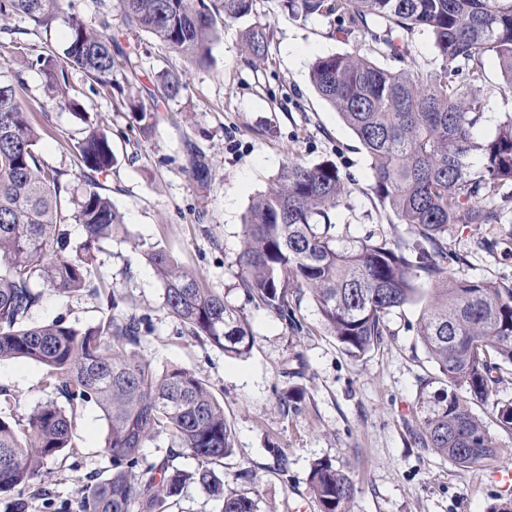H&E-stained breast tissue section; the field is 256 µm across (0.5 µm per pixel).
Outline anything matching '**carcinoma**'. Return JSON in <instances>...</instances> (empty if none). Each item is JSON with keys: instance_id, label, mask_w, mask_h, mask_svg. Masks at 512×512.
Returning a JSON list of instances; mask_svg holds the SVG:
<instances>
[{"instance_id": "carcinoma-1", "label": "carcinoma", "mask_w": 512, "mask_h": 512, "mask_svg": "<svg viewBox=\"0 0 512 512\" xmlns=\"http://www.w3.org/2000/svg\"><path fill=\"white\" fill-rule=\"evenodd\" d=\"M64 0H0V17L21 15L48 28ZM97 23L68 17L62 56L36 54L50 98H69V74L79 71L90 89L126 96L143 133L157 122L140 92L174 100L186 89L185 74L167 70L136 89L137 56L115 49L112 0H95ZM305 16H335L371 36L388 59L383 67L358 52L316 58L311 82L336 107L370 158L373 190L409 236H367L340 242L330 214L347 196L344 177L329 160L309 165L291 159L276 187L250 205L238 256V285L251 300L302 329L294 302L314 301L322 324L344 350L359 357L384 341L387 318L417 300L416 281L434 282L417 336L443 377V395L430 402L414 442L460 468L498 452L485 420L471 410L484 400L500 364H512V284L453 275L448 262L466 257L448 250L455 224H499L512 202V116L495 133L475 138L486 100L473 87L485 82L483 57L494 54L512 87V0H289ZM123 24L154 35L189 64L211 62L220 27L254 13V0H117ZM425 32L439 63L407 64L409 37ZM269 25L251 24L242 34L252 58L265 57ZM20 75L0 79V360L26 358L47 369L46 385L68 407L48 400L27 416L0 410V496L3 512H28L27 493L48 461L74 451L79 411L96 404L108 423L104 452L112 476L79 490V512H166L194 485L221 512H259L257 494L230 488L217 470L234 451L224 407L209 386L183 368L157 370L139 349L150 328L146 318L120 307L122 297L104 281L95 246L128 238L124 217L102 192L114 165L112 145L98 128L77 142L81 196L62 173L41 163L40 131L30 120L33 104L21 98ZM81 224L85 240L67 252L66 217ZM164 290V306L190 335L205 338L227 355L242 357L254 346L248 322L224 295L205 286L158 246L143 249ZM62 294L84 292L106 311L86 329L54 319L30 322L42 294L35 283ZM495 424L512 431V401L496 403ZM164 435L169 455L149 462L146 442ZM191 459L190 470L174 465ZM311 492L320 512H347L354 492L350 472L327 459L311 464Z\"/></svg>"}]
</instances>
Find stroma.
<instances>
[{"mask_svg": "<svg viewBox=\"0 0 512 512\" xmlns=\"http://www.w3.org/2000/svg\"><path fill=\"white\" fill-rule=\"evenodd\" d=\"M254 11L273 30L267 56L244 54L246 23L233 21L221 29L205 67L187 66L152 35L126 33L120 18H113V36L122 47L136 46L144 74L187 71L186 89L177 99L158 103L160 121L147 135L119 95L91 93L81 73L71 75L77 107L50 99L42 73L16 54L15 29L37 52H61L66 14L47 29L20 16L1 21L0 68L21 72L24 98L42 103V111L31 115L44 131L37 152L44 165L62 172L74 194L84 191L75 148L83 128L97 125L110 138L115 164L104 185L130 237L103 244L97 254L100 272L124 296L125 309L147 316L153 326L141 355L160 370L196 373L223 403L234 435V453L224 461L226 483L236 485L237 473L245 468L263 512H319L309 473L314 460L327 459L353 477L348 512H492L512 502V489L495 477L499 467L512 466V433L494 429L500 454L469 469L414 443L424 417L421 403L441 389L440 373L416 336L420 304L395 310L384 341L354 359L324 329L309 298L301 300L298 316L304 329L297 333L248 302L238 286L243 217L294 157L311 165L333 161L348 177L349 193L332 217L337 238L371 234L390 239L408 233L376 198L361 142L310 80L312 63L328 54L357 50L383 63L377 45L364 32L341 33L340 22L330 18L292 17L283 0H256ZM483 64L486 82L480 92L488 104L475 129L480 139L512 114V87L498 59L488 54ZM191 145L209 167L206 185L194 176ZM481 237L492 240L490 249H473ZM144 243L170 252L239 310L255 336L248 355L227 356L208 341L182 333L164 307L161 283L140 249ZM448 247L467 258L466 264L451 265L452 273L512 282V204L501 223L453 226ZM102 316L99 304L84 293L61 295L47 287L31 320L60 318L86 328ZM45 376V367L32 360L0 361V390L14 414H27L51 399ZM292 393L295 407L282 408L281 398ZM107 434L100 409L87 405L74 452L51 464L46 492L34 497L30 512H43L48 501L76 506L82 478L111 475L112 460L103 451ZM273 446L287 455L286 472L278 471L269 452Z\"/></svg>", "mask_w": 512, "mask_h": 512, "instance_id": "stroma-1", "label": "stroma"}]
</instances>
